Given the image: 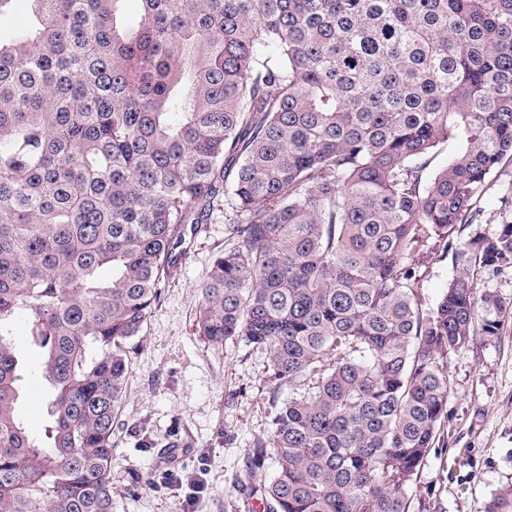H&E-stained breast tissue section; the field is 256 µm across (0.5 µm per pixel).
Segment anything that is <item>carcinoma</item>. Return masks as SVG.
<instances>
[{"label":"carcinoma","mask_w":512,"mask_h":512,"mask_svg":"<svg viewBox=\"0 0 512 512\" xmlns=\"http://www.w3.org/2000/svg\"><path fill=\"white\" fill-rule=\"evenodd\" d=\"M29 2L0 35V512H112L126 342L220 195L229 247L196 320L288 387L253 443L277 458L270 512H410L477 308L462 272L427 310L411 252L512 257V224L461 238L512 159V0H139L135 25L124 0ZM19 319L42 440L18 415ZM485 512H512V485ZM13 336L24 363L21 410L29 427L37 434L47 420L45 405L48 388L41 378V357L39 352L30 346L29 329L25 320L16 322Z\"/></svg>","instance_id":"obj_1"}]
</instances>
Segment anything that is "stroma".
<instances>
[{
	"mask_svg": "<svg viewBox=\"0 0 512 512\" xmlns=\"http://www.w3.org/2000/svg\"><path fill=\"white\" fill-rule=\"evenodd\" d=\"M512 161L494 170L463 238H492L512 224ZM224 249V201L207 224L187 231L177 268L140 337L126 345L129 373L113 424V512H263L259 489L277 462L252 466L253 442L271 438L282 399L266 351L245 342L208 341L198 330L201 288ZM461 272L451 253L429 248L418 292L436 308ZM478 295L503 305L500 330L476 332L450 354L448 416L409 487L412 512H485L491 493L512 484V259L497 272L474 270ZM13 336L24 363L22 413L33 432L47 420L48 388L26 321Z\"/></svg>",
	"mask_w": 512,
	"mask_h": 512,
	"instance_id": "35a3bbf8",
	"label": "stroma"
}]
</instances>
